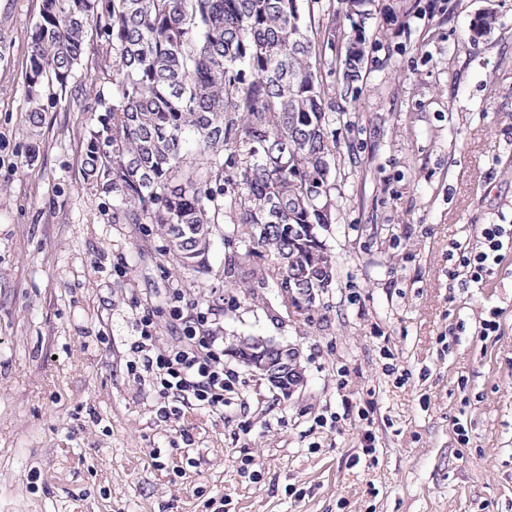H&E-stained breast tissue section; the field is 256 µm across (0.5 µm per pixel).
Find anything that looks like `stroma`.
Instances as JSON below:
<instances>
[{"label": "stroma", "mask_w": 512, "mask_h": 512, "mask_svg": "<svg viewBox=\"0 0 512 512\" xmlns=\"http://www.w3.org/2000/svg\"><path fill=\"white\" fill-rule=\"evenodd\" d=\"M40 6L0 0V512H512V250L480 286L449 258L512 224V0H370L359 98L323 77L340 156L319 235L336 276L301 311L245 257L246 226H219L201 274L84 185L100 38L76 72L83 106L45 92L29 127ZM298 7L343 59L341 0ZM485 8L499 23L471 40ZM175 292L225 343L298 348L303 387L283 398L228 358L223 411L177 407L129 366L137 316L159 346L177 340Z\"/></svg>", "instance_id": "obj_1"}]
</instances>
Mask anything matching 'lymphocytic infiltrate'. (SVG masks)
<instances>
[{
    "instance_id": "obj_1",
    "label": "lymphocytic infiltrate",
    "mask_w": 512,
    "mask_h": 512,
    "mask_svg": "<svg viewBox=\"0 0 512 512\" xmlns=\"http://www.w3.org/2000/svg\"><path fill=\"white\" fill-rule=\"evenodd\" d=\"M482 244L463 248L458 262L470 282L479 284L491 273L505 242H512V228L502 224L484 225ZM208 315L198 312L185 322L180 344L165 348L156 345V330L150 316L137 318L139 336L134 345L137 362L150 374L164 394L182 399L189 406L206 410L223 409L225 393L233 391L237 376L224 368V351L214 330L207 326Z\"/></svg>"
}]
</instances>
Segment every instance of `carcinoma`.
I'll list each match as a JSON object with an SVG mask.
<instances>
[{
	"label": "carcinoma",
	"instance_id": "1",
	"mask_svg": "<svg viewBox=\"0 0 512 512\" xmlns=\"http://www.w3.org/2000/svg\"><path fill=\"white\" fill-rule=\"evenodd\" d=\"M497 23L482 10L471 39ZM90 27L112 89L91 107L82 179L112 196L113 223L157 225L168 252L205 273L214 226L233 212L255 229L245 256L282 269L278 287L320 264L333 280L310 225L332 223L336 210V102L297 0H42L26 68L29 125L41 124L45 89L83 95L71 81ZM366 48L354 28L340 63L346 99L359 96ZM193 151L203 163L190 169Z\"/></svg>",
	"mask_w": 512,
	"mask_h": 512
}]
</instances>
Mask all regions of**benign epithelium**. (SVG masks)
Listing matches in <instances>:
<instances>
[{
    "instance_id": "benign-epithelium-1",
    "label": "benign epithelium",
    "mask_w": 512,
    "mask_h": 512,
    "mask_svg": "<svg viewBox=\"0 0 512 512\" xmlns=\"http://www.w3.org/2000/svg\"><path fill=\"white\" fill-rule=\"evenodd\" d=\"M322 291L320 282L314 275L307 276V281L297 284L289 290V295L296 301L311 305L316 295ZM256 350L253 360L245 365L266 379L274 388L290 396L304 383V375L299 362V351L291 345L274 343L264 337L255 338Z\"/></svg>"
}]
</instances>
